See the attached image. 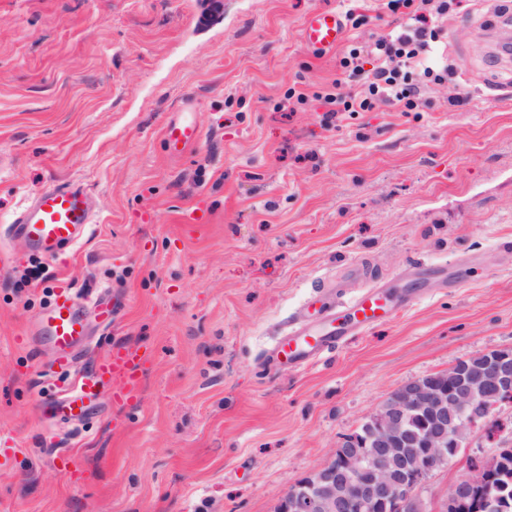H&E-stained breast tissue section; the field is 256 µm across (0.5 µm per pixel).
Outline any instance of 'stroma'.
<instances>
[{
    "label": "stroma",
    "instance_id": "1",
    "mask_svg": "<svg viewBox=\"0 0 512 512\" xmlns=\"http://www.w3.org/2000/svg\"><path fill=\"white\" fill-rule=\"evenodd\" d=\"M339 5L0 0V512H275L400 385L512 349V0L439 19L450 74L416 111L330 127L316 94L352 40L319 55L301 28ZM299 73L306 101L280 110ZM187 100L201 139L173 156L163 129ZM69 180L94 221L48 262L8 226ZM380 280L422 298L312 365L266 367L321 321L310 296ZM58 288L119 305L109 325L86 309L73 374L115 345L147 355L139 395L103 391L79 423L39 412L54 351L23 335ZM494 417L427 477L428 512L470 452L512 445V402Z\"/></svg>",
    "mask_w": 512,
    "mask_h": 512
}]
</instances>
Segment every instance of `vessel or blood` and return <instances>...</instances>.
<instances>
[{
	"mask_svg": "<svg viewBox=\"0 0 512 512\" xmlns=\"http://www.w3.org/2000/svg\"><path fill=\"white\" fill-rule=\"evenodd\" d=\"M344 31L339 12L332 8H318L306 18L301 37L308 48L326 51L336 47ZM200 138L201 129L189 104L181 107L177 120L164 128V139L174 154L196 145ZM92 218L86 188L76 183L61 182L49 186L26 203L13 220L10 231L12 235L23 238L33 252L52 260L63 249L80 241ZM84 307L83 298L61 289L54 300L33 317L29 333L51 343L58 374L68 373L74 359L85 348ZM391 313L382 285H373L337 306L331 315L330 330L305 328L281 338L269 361L273 364L283 361L300 366L309 364L318 354L336 349L344 337L388 320ZM140 364L137 354L122 347L113 348L71 388L47 393L40 399L39 406L66 421L83 420L100 387L106 382L118 383L121 395L134 393L139 386Z\"/></svg>",
	"mask_w": 512,
	"mask_h": 512,
	"instance_id": "vessel-or-blood-1",
	"label": "vessel or blood"
}]
</instances>
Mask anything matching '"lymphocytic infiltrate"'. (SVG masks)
<instances>
[{"label": "lymphocytic infiltrate", "instance_id": "1", "mask_svg": "<svg viewBox=\"0 0 512 512\" xmlns=\"http://www.w3.org/2000/svg\"><path fill=\"white\" fill-rule=\"evenodd\" d=\"M456 0H377L378 17H396L398 24L390 32L351 48L339 60L344 74L370 70L371 76L361 90L345 93L340 81L319 92L328 106L326 118L334 120L342 112H367L376 103L402 106L414 111L421 89L429 83H441L448 77L447 68L437 66L433 45L440 31L436 17L450 13Z\"/></svg>", "mask_w": 512, "mask_h": 512}]
</instances>
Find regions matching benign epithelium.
Returning <instances> with one entry per match:
<instances>
[{
	"mask_svg": "<svg viewBox=\"0 0 512 512\" xmlns=\"http://www.w3.org/2000/svg\"><path fill=\"white\" fill-rule=\"evenodd\" d=\"M485 365L473 379L466 361L448 368L451 389L424 377L395 391V407L381 406L370 417L371 434L358 448L338 447L333 460L302 483L290 488L276 512H382L392 505L407 512H422L424 502L417 487L448 459L449 446L476 426L470 411L493 406L496 394L512 388V354L483 352ZM422 422L421 447H402L407 418ZM369 462L366 473L351 481L334 478L340 465H352L356 455ZM486 482L485 471L468 470L453 485L446 505L454 512H481L473 491Z\"/></svg>",
	"mask_w": 512,
	"mask_h": 512,
	"instance_id": "1",
	"label": "benign epithelium"
}]
</instances>
